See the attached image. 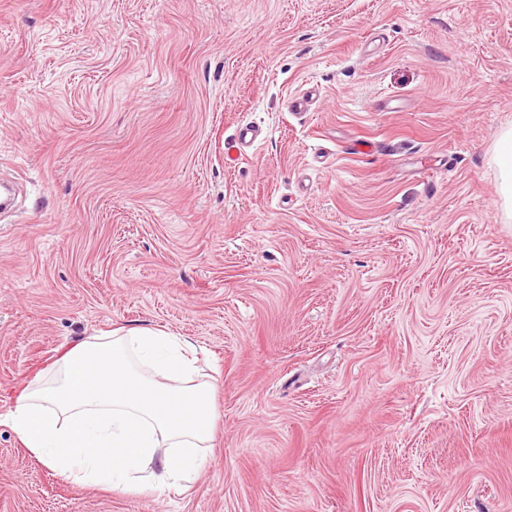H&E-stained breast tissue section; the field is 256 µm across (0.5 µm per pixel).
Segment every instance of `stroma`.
I'll return each instance as SVG.
<instances>
[{
  "label": "stroma",
  "mask_w": 512,
  "mask_h": 512,
  "mask_svg": "<svg viewBox=\"0 0 512 512\" xmlns=\"http://www.w3.org/2000/svg\"><path fill=\"white\" fill-rule=\"evenodd\" d=\"M510 125L512 0H0V414L120 325L218 413L160 496L0 421V512H512ZM493 162L500 172L498 193L503 201L505 216L512 218V127L502 130L494 150Z\"/></svg>",
  "instance_id": "stroma-1"
}]
</instances>
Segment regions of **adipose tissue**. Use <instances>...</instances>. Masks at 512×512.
Instances as JSON below:
<instances>
[{"instance_id":"ef3b65f1","label":"adipose tissue","mask_w":512,"mask_h":512,"mask_svg":"<svg viewBox=\"0 0 512 512\" xmlns=\"http://www.w3.org/2000/svg\"><path fill=\"white\" fill-rule=\"evenodd\" d=\"M186 338L116 327L68 347L6 419L61 477L138 495L189 491L216 427L214 387Z\"/></svg>"}]
</instances>
